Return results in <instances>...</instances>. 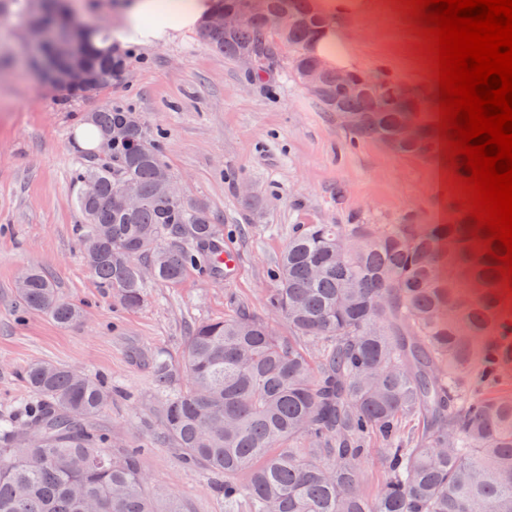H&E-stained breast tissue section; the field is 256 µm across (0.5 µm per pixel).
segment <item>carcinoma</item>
<instances>
[{
	"label": "carcinoma",
	"mask_w": 512,
	"mask_h": 512,
	"mask_svg": "<svg viewBox=\"0 0 512 512\" xmlns=\"http://www.w3.org/2000/svg\"><path fill=\"white\" fill-rule=\"evenodd\" d=\"M61 0H44L38 19L53 31ZM326 24L310 0H268L235 30L202 39L238 62L254 50L265 73L287 61L303 84L319 68L309 44ZM56 69L90 73L89 92L63 82L72 97L112 85L127 58L88 28L83 43L42 45ZM324 112L360 116L350 138L382 143L409 108L394 96L379 106L336 88L322 72L310 90ZM427 144L398 148L427 156L438 118L415 113ZM121 120L128 137L103 147L104 158L72 170L83 223L84 262L100 287L125 308H140L153 283L176 285L191 269L223 274L217 258L224 225L201 201L170 199L160 175L163 132L139 113L107 103L92 123L105 132ZM95 182L87 197L83 184ZM133 183L135 212L112 204ZM454 224H299L273 272L266 301L288 333L245 311L193 326L182 357L186 389L165 392L164 434L185 460L224 475V512H512V327L503 321L506 280L493 275L481 240L469 236L467 209ZM153 267L145 280L140 268ZM21 306L62 327L80 310L51 275L27 269L16 286ZM172 368L159 354L154 374L165 387ZM25 380L37 396L27 420L0 419V512H180L164 489H147L140 449L107 451L110 440L89 422L112 399L104 381L75 368L33 363ZM383 443L387 474L377 495L362 485L367 440ZM247 481H238L240 474Z\"/></svg>",
	"instance_id": "1"
}]
</instances>
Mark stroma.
I'll use <instances>...</instances> for the list:
<instances>
[{"label":"stroma","instance_id":"obj_1","mask_svg":"<svg viewBox=\"0 0 512 512\" xmlns=\"http://www.w3.org/2000/svg\"><path fill=\"white\" fill-rule=\"evenodd\" d=\"M31 14L21 0H0V51L13 69L0 75V418L24 421L32 400L24 368L63 364L102 376L109 406L90 423L114 445L138 444L142 471L184 512H224L223 474L185 461L162 437V393L152 358L180 359L192 324L245 307L266 314L270 271L298 224H422L448 217L459 193L443 152L424 158L364 139L350 143L334 116L289 79L285 69L256 78L191 32L163 47H136L110 89L63 99L25 67ZM366 74L437 91L419 36L400 0H374V12L346 20ZM139 112L162 130L164 160L184 194L224 224V247L237 258L229 276L192 270L179 284L152 285L143 306L123 309L99 287L82 259L75 226L72 168L88 156L75 132L107 102ZM265 198L252 214L242 191ZM46 269L59 293L82 307L64 328L19 306L15 287L30 267Z\"/></svg>","mask_w":512,"mask_h":512}]
</instances>
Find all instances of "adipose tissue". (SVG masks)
I'll return each mask as SVG.
<instances>
[{
    "mask_svg": "<svg viewBox=\"0 0 512 512\" xmlns=\"http://www.w3.org/2000/svg\"><path fill=\"white\" fill-rule=\"evenodd\" d=\"M313 9L327 25L312 43L311 52L331 70L356 71L357 57L338 19L369 13L371 0H313ZM217 11L216 0H114L111 39L119 45L157 47L182 33L200 29Z\"/></svg>",
    "mask_w": 512,
    "mask_h": 512,
    "instance_id": "ef3b65f1",
    "label": "adipose tissue"
}]
</instances>
